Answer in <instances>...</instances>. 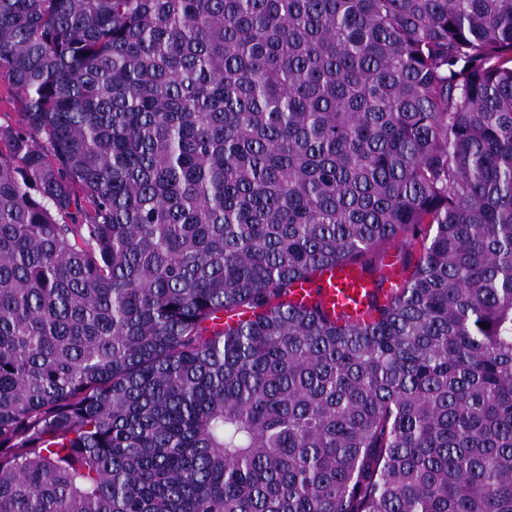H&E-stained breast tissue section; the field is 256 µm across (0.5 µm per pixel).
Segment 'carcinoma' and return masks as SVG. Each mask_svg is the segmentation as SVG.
<instances>
[{"label": "carcinoma", "mask_w": 512, "mask_h": 512, "mask_svg": "<svg viewBox=\"0 0 512 512\" xmlns=\"http://www.w3.org/2000/svg\"><path fill=\"white\" fill-rule=\"evenodd\" d=\"M0 81V512H512V0H0ZM22 112L21 104L9 86L0 82V123L16 122ZM372 290L370 280L361 274L359 268L345 263L324 275L319 298L326 309H334L336 313L364 312L368 309Z\"/></svg>", "instance_id": "cac0c4a2"}]
</instances>
